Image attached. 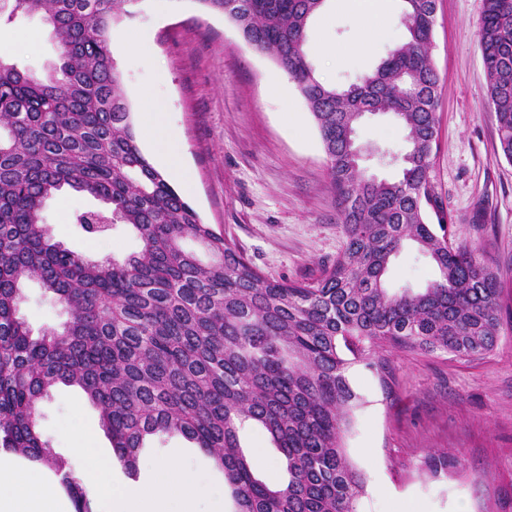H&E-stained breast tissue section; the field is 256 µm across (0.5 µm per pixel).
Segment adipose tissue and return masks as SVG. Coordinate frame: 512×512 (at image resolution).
Listing matches in <instances>:
<instances>
[{
  "mask_svg": "<svg viewBox=\"0 0 512 512\" xmlns=\"http://www.w3.org/2000/svg\"><path fill=\"white\" fill-rule=\"evenodd\" d=\"M141 121L158 146L161 162L183 191H191L176 147L177 134L160 128L156 113H143ZM72 453L79 461L75 478L96 489L93 512H197L201 478L178 460L154 462L148 484L118 488L112 479L113 459L102 456L92 439L78 440ZM0 512H72V508L41 471L1 461Z\"/></svg>",
  "mask_w": 512,
  "mask_h": 512,
  "instance_id": "obj_1",
  "label": "adipose tissue"
}]
</instances>
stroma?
I'll use <instances>...</instances> for the list:
<instances>
[{
    "label": "stroma",
    "mask_w": 512,
    "mask_h": 512,
    "mask_svg": "<svg viewBox=\"0 0 512 512\" xmlns=\"http://www.w3.org/2000/svg\"><path fill=\"white\" fill-rule=\"evenodd\" d=\"M380 2L370 30L347 0H326L311 20L304 49L322 82H358L402 40L403 0ZM482 9L483 0H436L432 59L440 102L431 180L455 239L478 247L500 275L503 329L494 352L482 359L398 351L383 379L364 364L350 367V384L362 402L342 443L366 480L358 512H512V162L498 149L494 108L485 95ZM134 10L133 18L113 26L117 38L109 44L132 122L151 110L177 131L194 184L188 202L264 275L318 278L344 239L327 155L296 86L284 99L271 94L268 81L283 77V70L196 0H139ZM58 53L42 15L0 25V57L41 74ZM357 135L365 174L394 178L397 166L381 163L379 155L406 151L402 126L392 115L377 114ZM98 206L78 195L48 201L50 234L91 259L139 251L138 239L124 227L95 238L80 230L74 215ZM433 276L430 264L407 247L393 260L389 283L420 288ZM20 314L37 333L68 318L34 281L26 284ZM39 420L61 456L87 432L104 454L112 452L97 411L74 388L58 386L40 403ZM239 437L248 457H265L254 468L256 477L280 483L281 456L266 431L248 425ZM432 449L451 452L457 466L429 473L423 461ZM163 457L199 470L207 488L224 484L222 472L180 436L140 450L139 482L148 481L152 462Z\"/></svg>",
    "instance_id": "35a3bbf8"
}]
</instances>
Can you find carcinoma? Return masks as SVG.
Returning a JSON list of instances; mask_svg holds the SVG:
<instances>
[{"mask_svg": "<svg viewBox=\"0 0 512 512\" xmlns=\"http://www.w3.org/2000/svg\"><path fill=\"white\" fill-rule=\"evenodd\" d=\"M137 2L0 3V22L43 15L59 47V63L40 76L0 59V454L46 467L74 512H91L39 424L41 401L77 386L131 479L149 438L179 433L222 470L234 512H357L365 480L341 436L359 402L349 367L363 362L384 378L397 349L482 358L501 335L500 276L453 239L431 182L435 0H404L406 38L346 88L320 82L304 50L325 0H195L288 73L318 128L345 246L303 282L261 273L142 152L109 51L113 24ZM478 37L499 148L512 162V0H484ZM363 112L392 113L407 131L394 180L356 167L349 135ZM67 189L102 204L77 215L83 232L121 224L140 250L94 261L54 240L43 211ZM407 245L435 277L393 289L387 273ZM27 280L66 310L62 329L33 336L18 314ZM247 422L279 450L283 483L255 476L238 442ZM425 464L437 475L456 459L430 450Z\"/></svg>", "mask_w": 512, "mask_h": 512, "instance_id": "obj_1", "label": "carcinoma"}]
</instances>
